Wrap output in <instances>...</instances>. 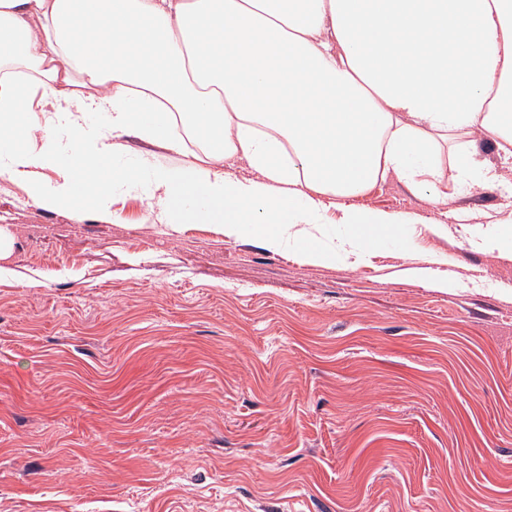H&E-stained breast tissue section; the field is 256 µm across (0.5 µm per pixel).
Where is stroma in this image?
<instances>
[{"label": "stroma", "instance_id": "35a3bbf8", "mask_svg": "<svg viewBox=\"0 0 512 512\" xmlns=\"http://www.w3.org/2000/svg\"><path fill=\"white\" fill-rule=\"evenodd\" d=\"M476 148L473 219L392 177L362 204L424 223L318 265L338 210L275 251L0 181V512H512V166Z\"/></svg>", "mask_w": 512, "mask_h": 512}]
</instances>
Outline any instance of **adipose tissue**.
Here are the masks:
<instances>
[{"instance_id":"obj_1","label":"adipose tissue","mask_w":512,"mask_h":512,"mask_svg":"<svg viewBox=\"0 0 512 512\" xmlns=\"http://www.w3.org/2000/svg\"><path fill=\"white\" fill-rule=\"evenodd\" d=\"M176 123L196 161L112 166L129 134L183 153ZM474 134L512 158V0H0V179L50 209L141 189L161 223L276 249L335 208L365 251L406 218L358 198L393 175L446 207L479 161L457 153L443 190L444 147Z\"/></svg>"}]
</instances>
